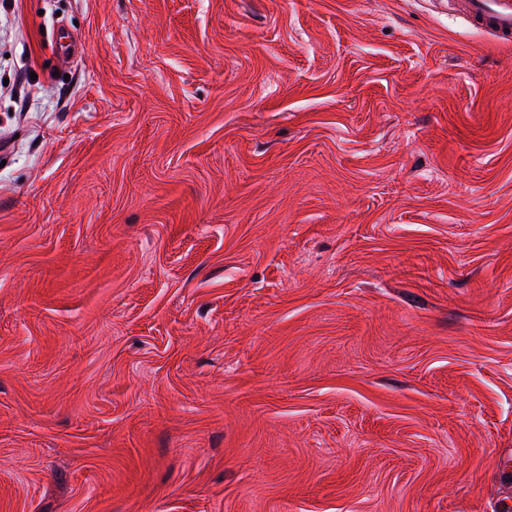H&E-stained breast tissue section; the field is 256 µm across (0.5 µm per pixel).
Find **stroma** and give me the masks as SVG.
Returning a JSON list of instances; mask_svg holds the SVG:
<instances>
[{"label":"stroma","mask_w":512,"mask_h":512,"mask_svg":"<svg viewBox=\"0 0 512 512\" xmlns=\"http://www.w3.org/2000/svg\"><path fill=\"white\" fill-rule=\"evenodd\" d=\"M0 143V512H498L512 42L0 0Z\"/></svg>","instance_id":"stroma-1"}]
</instances>
